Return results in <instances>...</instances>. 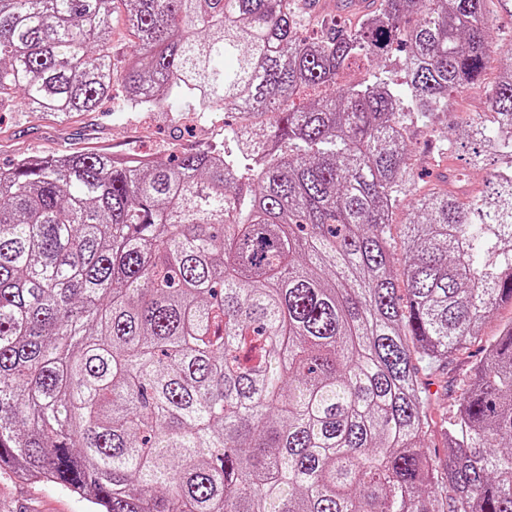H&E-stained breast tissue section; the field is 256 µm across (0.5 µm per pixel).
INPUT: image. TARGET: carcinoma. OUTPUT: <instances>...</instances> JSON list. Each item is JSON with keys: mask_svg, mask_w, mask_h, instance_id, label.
<instances>
[{"mask_svg": "<svg viewBox=\"0 0 512 512\" xmlns=\"http://www.w3.org/2000/svg\"><path fill=\"white\" fill-rule=\"evenodd\" d=\"M0 0V112L186 102L233 148L0 169V463L95 512H512V321L434 418L420 378L512 302V69L462 118L486 189L412 201L411 119L487 68L490 9L379 0L301 37L295 0ZM375 76L297 107L358 61ZM440 435V461L424 448ZM113 15L112 48L116 61H121L131 54L134 49L133 37L125 25V7L122 2L115 3Z\"/></svg>", "mask_w": 512, "mask_h": 512, "instance_id": "obj_1", "label": "carcinoma"}]
</instances>
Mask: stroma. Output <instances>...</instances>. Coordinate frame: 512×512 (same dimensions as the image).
<instances>
[{
  "mask_svg": "<svg viewBox=\"0 0 512 512\" xmlns=\"http://www.w3.org/2000/svg\"><path fill=\"white\" fill-rule=\"evenodd\" d=\"M492 66L479 85L452 93L447 116L425 125L409 123L411 167L414 180L401 197L393 216L392 237H400L402 222L415 195L427 193L435 176L445 165L441 149L448 130L457 118L485 116L495 70L507 64L502 47L512 40V17L495 16L491 30ZM123 91L114 87L112 98L99 111L81 112L63 119H51L39 112H9L0 117V167L18 159L61 153H106L117 157L144 155L163 160L186 151L221 149L229 144L228 130L239 115L224 111H199L179 105L165 112H139L125 108ZM512 320V304L497 306L484 328L481 342L468 354L458 356L437 369L430 393H444L455 387L472 365L482 357L485 342L491 341L501 323ZM0 512H91L86 500L53 483L24 481L11 471L0 470Z\"/></svg>",
  "mask_w": 512,
  "mask_h": 512,
  "instance_id": "1",
  "label": "stroma"
}]
</instances>
